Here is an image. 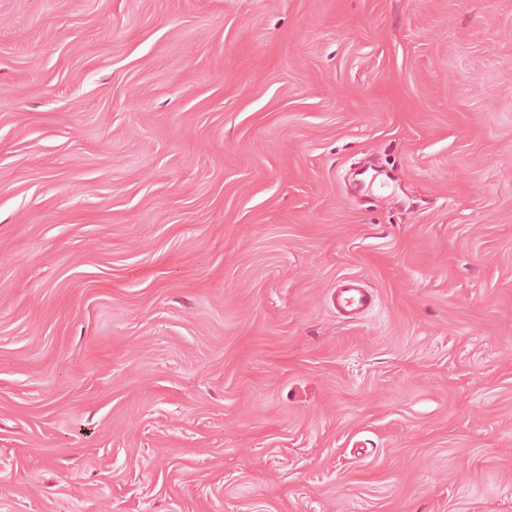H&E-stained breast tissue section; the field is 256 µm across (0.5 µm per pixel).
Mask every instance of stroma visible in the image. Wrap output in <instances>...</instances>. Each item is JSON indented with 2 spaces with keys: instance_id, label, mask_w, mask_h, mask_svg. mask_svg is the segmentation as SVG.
<instances>
[{
  "instance_id": "obj_1",
  "label": "stroma",
  "mask_w": 512,
  "mask_h": 512,
  "mask_svg": "<svg viewBox=\"0 0 512 512\" xmlns=\"http://www.w3.org/2000/svg\"><path fill=\"white\" fill-rule=\"evenodd\" d=\"M0 512H512V0H0ZM333 300L336 310L347 316L359 315L374 306L373 296L352 276L337 280Z\"/></svg>"
}]
</instances>
